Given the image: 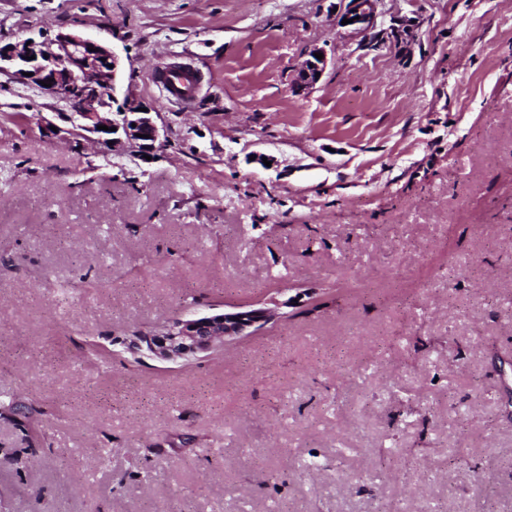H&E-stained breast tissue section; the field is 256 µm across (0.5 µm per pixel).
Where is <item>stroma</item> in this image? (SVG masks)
Wrapping results in <instances>:
<instances>
[{"label": "stroma", "mask_w": 512, "mask_h": 512, "mask_svg": "<svg viewBox=\"0 0 512 512\" xmlns=\"http://www.w3.org/2000/svg\"><path fill=\"white\" fill-rule=\"evenodd\" d=\"M346 8L0 0L1 45L113 47L167 136L75 151L0 78V512H512V0ZM248 305L224 347L131 344ZM349 6L347 12L341 19H353L352 23L345 24L344 26H353L358 31H366L374 24L375 17V2L378 0H348ZM359 16V19H356ZM323 65L324 59L316 58L315 52L311 53V59L306 61L298 73L295 88L300 91L312 88L321 77ZM316 73H319V77H316Z\"/></svg>", "instance_id": "stroma-1"}]
</instances>
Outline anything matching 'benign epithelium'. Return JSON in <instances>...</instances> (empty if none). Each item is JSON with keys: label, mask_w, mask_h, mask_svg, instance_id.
Listing matches in <instances>:
<instances>
[{"label": "benign epithelium", "mask_w": 512, "mask_h": 512, "mask_svg": "<svg viewBox=\"0 0 512 512\" xmlns=\"http://www.w3.org/2000/svg\"><path fill=\"white\" fill-rule=\"evenodd\" d=\"M377 0H349L344 18L358 31L374 24ZM324 60L311 57L298 73L295 88H312L322 73ZM121 59L104 43L75 33H58L53 37L23 41L20 45H0V76L5 75L24 84L35 86L51 95H61L71 104L66 114L68 126L50 129L46 133L73 145L94 138L106 156L122 154L131 149L151 153L165 147V135L152 115V109L125 93L118 109ZM51 81V86L43 83ZM106 125L110 130H99ZM270 320L265 308L243 309L208 314L190 319H178L160 334L152 332L135 336L132 345L146 348L162 359L173 360L188 353L205 351L222 345L226 339L245 335L253 327Z\"/></svg>", "instance_id": "obj_1"}]
</instances>
